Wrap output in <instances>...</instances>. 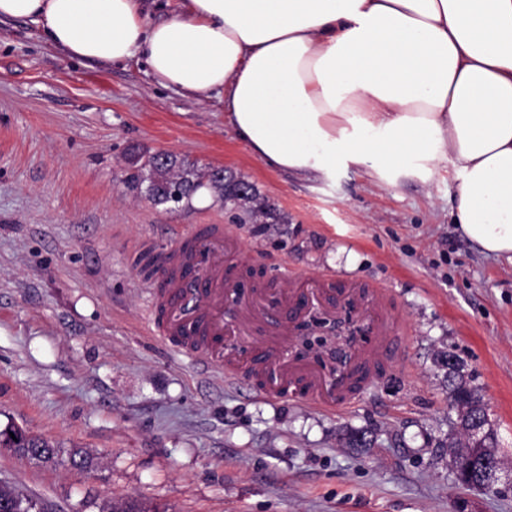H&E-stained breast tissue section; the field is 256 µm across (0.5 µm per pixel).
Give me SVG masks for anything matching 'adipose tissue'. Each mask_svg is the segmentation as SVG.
I'll return each mask as SVG.
<instances>
[{"mask_svg":"<svg viewBox=\"0 0 512 512\" xmlns=\"http://www.w3.org/2000/svg\"><path fill=\"white\" fill-rule=\"evenodd\" d=\"M71 58L143 55L166 88L222 97L237 135L276 170L365 168L384 183L452 162L453 218L512 256V0H0Z\"/></svg>","mask_w":512,"mask_h":512,"instance_id":"1","label":"adipose tissue"}]
</instances>
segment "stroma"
Segmentation results:
<instances>
[{
  "label": "stroma",
  "mask_w": 512,
  "mask_h": 512,
  "mask_svg": "<svg viewBox=\"0 0 512 512\" xmlns=\"http://www.w3.org/2000/svg\"><path fill=\"white\" fill-rule=\"evenodd\" d=\"M169 151L244 176L281 214L240 224L218 195L173 209L133 191L131 152ZM451 164L386 185L351 167L273 170L218 97L158 84L143 56L80 63L27 19L0 23V426L15 423L88 471L0 450V482L39 512H512V260L468 246ZM200 224L233 231L254 267L332 272L396 295L408 330L388 375L349 409L271 402L151 335L136 264ZM455 353L503 461L493 490L448 461ZM362 434L367 448L349 438Z\"/></svg>",
  "instance_id": "1"
}]
</instances>
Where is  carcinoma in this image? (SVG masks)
<instances>
[{
  "mask_svg": "<svg viewBox=\"0 0 512 512\" xmlns=\"http://www.w3.org/2000/svg\"><path fill=\"white\" fill-rule=\"evenodd\" d=\"M167 157L165 166L157 165L152 155L138 160L137 172L128 178L132 188L145 189L146 197L153 204H172L177 207L189 200L199 188L207 185L224 203L233 205L242 213L240 220L243 224H277L282 220L268 200L244 178L222 167H209L203 171L190 169L178 155L169 153ZM448 402L451 406L469 411L450 446L467 447L466 439L475 430L479 438V449L484 452L494 451L495 433L492 424L488 422L483 397L464 380L459 368L448 373ZM0 446L14 448L18 456L31 459L50 460L56 454L55 447L48 440L31 435L12 423L0 427ZM35 508L33 501L21 497L9 487L0 488V512H33Z\"/></svg>",
  "mask_w": 512,
  "mask_h": 512,
  "instance_id": "carcinoma-1",
  "label": "carcinoma"
}]
</instances>
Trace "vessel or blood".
<instances>
[{
    "label": "vessel or blood",
    "mask_w": 512,
    "mask_h": 512,
    "mask_svg": "<svg viewBox=\"0 0 512 512\" xmlns=\"http://www.w3.org/2000/svg\"><path fill=\"white\" fill-rule=\"evenodd\" d=\"M239 263L237 238L223 225L205 224L179 238L158 265L147 314L150 332L188 357H205L253 395L273 402L302 395L332 412L353 405L365 384L402 354L407 332L388 288L325 273L313 294L301 277L288 289L260 277L243 294L229 283ZM320 306L351 307L368 329L351 346L345 371L333 378L285 354L298 321Z\"/></svg>",
    "instance_id": "vessel-or-blood-1"
}]
</instances>
